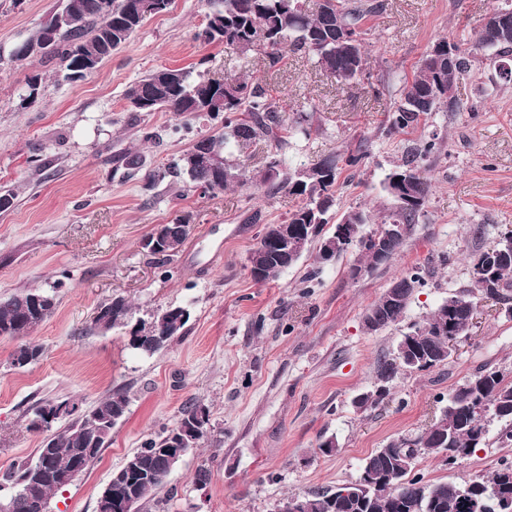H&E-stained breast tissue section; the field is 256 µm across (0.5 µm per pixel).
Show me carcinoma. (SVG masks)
<instances>
[{"label":"carcinoma","instance_id":"carcinoma-1","mask_svg":"<svg viewBox=\"0 0 512 512\" xmlns=\"http://www.w3.org/2000/svg\"><path fill=\"white\" fill-rule=\"evenodd\" d=\"M142 0H106L99 7V0H65V5L54 16L57 24L52 29L39 27L28 40L17 45L10 60L23 61L38 57L54 63L64 77L77 81L85 77L84 70L95 69L112 51L126 44L149 13L139 12ZM209 12L206 23L196 33V38L206 44H224L242 55L260 53L268 59V66L276 67L284 52H300L327 75L342 86L355 83L369 68V56L365 50V17L376 10V5L364 0H324L316 11L305 8L304 0H207ZM453 49L457 60L448 67V49ZM512 54V31L496 41L481 37L479 29H473L469 43L436 41L421 59L412 79L400 89L389 117L388 132L406 133L416 128L424 116L431 112L448 111L445 95L458 92L459 85L473 71L480 60L498 67L499 61ZM149 101L146 112L164 110L182 118L207 116L219 119L222 131L202 137L194 145L205 143L224 157V178L218 180L214 173L203 169H187L183 157H178L153 178L163 180L168 176L184 177L194 188L204 191L222 190L249 178L257 185H272L275 190H285L301 199L285 223L316 224L321 233L329 223L328 213L334 206V188L340 174L337 159L326 158L309 167L299 168L280 176L285 166L282 149L287 145L284 133L292 128L307 136L309 131L296 121L288 124L279 96L272 94L270 86L262 80L247 75L228 74L224 83L200 74L190 79V72L183 68L162 66L135 84L127 92ZM274 144L275 153L265 169L247 175V159L244 149L258 140ZM441 149L432 138L421 147L409 148L390 170L391 174H407V189L401 196L392 192V184L384 182V191L390 200L382 213L377 227L399 224L402 233L390 242L389 258L400 252L423 212L431 184L421 175L419 161ZM119 163L124 175H135L143 165L139 153L130 149L119 153ZM282 180H277V177ZM153 233L167 237L168 244L160 261L170 259L190 235V226L182 218L170 224L157 225ZM295 257L274 258L268 251L252 248L248 260L265 271L261 282L276 279L281 272L296 264L308 250L310 241L304 238L288 239ZM356 259L349 269L350 278L358 279L364 273L381 265V260L371 248L361 244L354 248ZM491 289L499 299H507L506 290L512 287V254L498 259L489 270ZM422 285L420 273L400 276L392 284L397 300L393 304L378 298L367 310L377 316L383 327L396 324L403 316L416 288ZM477 300L475 290L456 292L438 305L422 322L412 325L407 336L414 347L432 360L437 367L448 360V334H465L469 321V303ZM57 306L56 295L40 288L26 289L0 298V337L26 336L51 317ZM132 318V306L123 296H115L100 308V315L93 320V329L108 332L126 327ZM163 318L171 322L166 336L148 335L146 326L136 328L139 336L129 339V345L152 355L168 342L183 333L189 321V313L183 307L164 309ZM41 347L23 344L12 356L14 367H24L37 360ZM401 369H415L406 355L398 354L384 359L377 365L378 381H386V389L361 397L362 406L372 407L383 402L389 394L395 377ZM67 398L47 401L34 408L28 429L49 430L51 424L42 427L37 420L45 414L55 419L66 418L72 412ZM128 400L120 394H109L83 416L71 420L63 429L47 437L37 449L34 462H23L13 467L3 481L10 485L11 493L3 500L7 512H49L52 496L72 484L68 478L74 460L80 459L88 467L105 448L112 428L124 418ZM204 415L202 425H207V409L196 403L187 405L181 412L177 425L146 440L127 461L141 462L151 471L147 479L136 480L128 485L139 505L154 502L161 508L163 500L155 498L170 474L166 449L171 435L192 427L198 415ZM496 419L503 423L498 433L502 442L512 441V382L505 381L496 370H482L464 384L458 386L430 427L420 434L419 447L412 448V438H396L369 456L364 468L373 471L380 481L364 488L354 481L336 488L335 491L309 492L295 495L302 503L300 512H490L489 496L493 493L512 497V465H504L489 479L477 477L465 484L454 482L423 483L421 476L412 473L418 459L424 454L441 455L443 443L450 448H465L471 453L486 442L488 422ZM410 460V469L400 473L389 483L381 480L396 462Z\"/></svg>","mask_w":512,"mask_h":512}]
</instances>
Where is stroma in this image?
Instances as JSON below:
<instances>
[{"instance_id": "stroma-1", "label": "stroma", "mask_w": 512, "mask_h": 512, "mask_svg": "<svg viewBox=\"0 0 512 512\" xmlns=\"http://www.w3.org/2000/svg\"><path fill=\"white\" fill-rule=\"evenodd\" d=\"M365 26L370 68L343 87L298 54L275 69L194 34L206 21L205 0H173L124 48L77 81L37 59L9 61L58 0H0V192L14 195L0 213V296L54 287L57 306L27 341L38 361L11 365L20 339L0 337V473L32 459L44 438L29 430L33 407L65 396L88 409L111 393L128 400L125 419L99 457L50 501V512H97L100 492L141 444L176 426L182 408L209 411L198 448L166 479L167 512H275L291 495L356 480L368 456L389 440L417 436L450 394L485 369L512 380V315L504 302L483 303L449 362L401 371L389 396L361 409L381 359L402 335L448 295L471 282V260L512 230V83L479 68L459 87V112H435L407 134H386L389 111L406 79L440 38L467 39L502 0H377ZM161 66L247 73L284 100L288 120L307 111L309 136L291 138L288 167H310L363 148V164L342 167L334 216L363 210L379 217L388 202L383 181L404 150L438 137L442 150L423 163L431 193L419 224L388 265L351 279L353 255L321 263L311 245L275 280L255 282L246 258L264 225L282 223L298 198L270 187L238 185L204 192L153 174L220 121L185 120L169 112L130 111L125 93ZM40 77L27 103L28 81ZM479 111H471L472 103ZM153 139H144V131ZM138 151L143 166L127 181L114 155ZM259 223H251L252 214ZM190 220V235L172 260L156 262L142 241L159 224ZM420 272L401 321L372 333L364 316L392 281ZM128 298L135 318L181 306L183 336L152 355L127 344L126 331L102 334L93 317L112 296ZM491 422L488 443L455 464L422 456L424 481L462 484L512 464V444ZM335 451L322 453L326 439ZM207 469V485L195 475Z\"/></svg>"}]
</instances>
